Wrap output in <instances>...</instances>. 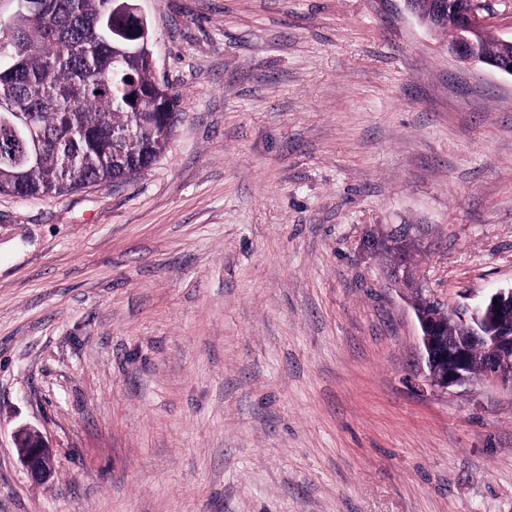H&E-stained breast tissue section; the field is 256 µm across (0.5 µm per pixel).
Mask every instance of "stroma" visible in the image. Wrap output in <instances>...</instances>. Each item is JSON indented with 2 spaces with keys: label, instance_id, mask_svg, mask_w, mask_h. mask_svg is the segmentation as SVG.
Segmentation results:
<instances>
[{
  "label": "stroma",
  "instance_id": "stroma-1",
  "mask_svg": "<svg viewBox=\"0 0 512 512\" xmlns=\"http://www.w3.org/2000/svg\"><path fill=\"white\" fill-rule=\"evenodd\" d=\"M138 5L163 155L0 194V512H512V392L434 387L412 307L512 286V75L405 0ZM14 444L20 460L35 481L49 480L52 471V453L43 434L31 427L21 426L14 432Z\"/></svg>",
  "mask_w": 512,
  "mask_h": 512
}]
</instances>
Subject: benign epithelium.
Returning a JSON list of instances; mask_svg holds the SVG:
<instances>
[{
  "label": "benign epithelium",
  "instance_id": "obj_1",
  "mask_svg": "<svg viewBox=\"0 0 512 512\" xmlns=\"http://www.w3.org/2000/svg\"><path fill=\"white\" fill-rule=\"evenodd\" d=\"M112 21L114 33L120 38H132L137 34L143 39L147 38L148 22L140 13L135 0H113ZM484 33V20L479 16L477 0H471L470 6L459 12L456 23L448 26V32L443 38L448 52L456 59L512 75V57L505 55L496 60L486 56L483 50ZM510 315L512 288L500 289L471 308L468 322L473 326V333L464 342H444L441 326L421 320L422 342L431 383L442 389L473 384L468 372V351L470 346L480 345L488 359L481 381L502 386L512 392V372L505 374L498 367L504 354H512V328L507 326L492 334L484 331V323L488 318L492 317L498 322ZM14 444L22 464L33 480L50 479L53 474L52 453L40 431L21 426L14 432Z\"/></svg>",
  "mask_w": 512,
  "mask_h": 512
}]
</instances>
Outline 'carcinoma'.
Wrapping results in <instances>:
<instances>
[{
	"mask_svg": "<svg viewBox=\"0 0 512 512\" xmlns=\"http://www.w3.org/2000/svg\"><path fill=\"white\" fill-rule=\"evenodd\" d=\"M0 20V112L24 114L39 163L0 126V194L63 195L124 180L166 150L177 98L156 80L151 45L112 37V0H35Z\"/></svg>",
	"mask_w": 512,
	"mask_h": 512,
	"instance_id": "1",
	"label": "carcinoma"
}]
</instances>
